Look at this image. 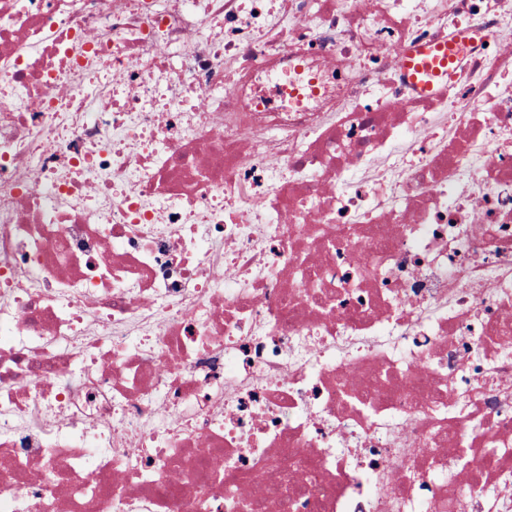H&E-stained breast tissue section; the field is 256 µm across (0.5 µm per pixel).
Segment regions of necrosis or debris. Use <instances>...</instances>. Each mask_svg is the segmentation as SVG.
Returning a JSON list of instances; mask_svg holds the SVG:
<instances>
[{
    "label": "necrosis or debris",
    "instance_id": "1",
    "mask_svg": "<svg viewBox=\"0 0 512 512\" xmlns=\"http://www.w3.org/2000/svg\"><path fill=\"white\" fill-rule=\"evenodd\" d=\"M511 15L0 0V512H512ZM468 40L466 36L457 35L448 45L435 48L421 47L404 50L400 54L404 70L410 74L417 89L424 93L436 90L443 75H448V61L452 60L449 51L453 44Z\"/></svg>",
    "mask_w": 512,
    "mask_h": 512
}]
</instances>
